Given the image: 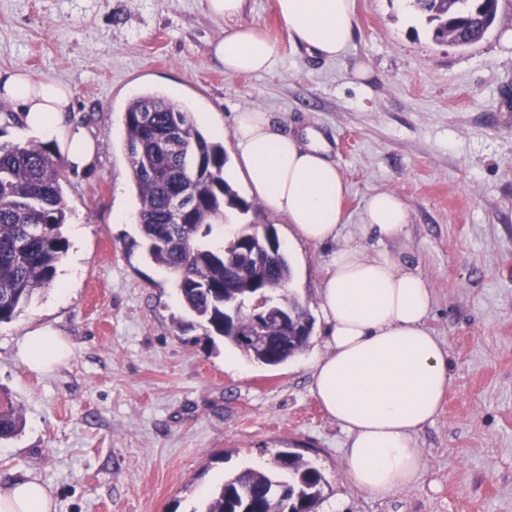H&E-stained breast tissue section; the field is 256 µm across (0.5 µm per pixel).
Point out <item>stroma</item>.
<instances>
[{
	"instance_id": "obj_1",
	"label": "stroma",
	"mask_w": 512,
	"mask_h": 512,
	"mask_svg": "<svg viewBox=\"0 0 512 512\" xmlns=\"http://www.w3.org/2000/svg\"><path fill=\"white\" fill-rule=\"evenodd\" d=\"M358 28L341 58L296 47L275 0H246L241 22L264 29L276 63L229 75L210 45L230 25L204 0H0V72L67 84L75 121L50 139L66 159L75 135L89 166L68 163L63 197L75 276L58 267L11 323L0 325V390L24 429L0 443V483L35 479L55 512H200L205 493L277 452L301 453L325 478L318 512H512V0L485 38L433 41L413 0H355ZM157 91L231 127L269 113L283 130L317 129L349 186L348 223L390 191L410 212L395 241L434 295L427 320L452 377L418 437L423 478L367 497L342 465L345 434L311 395L309 358L325 350L317 289L331 247L291 258L294 294L315 322L287 363L249 362L187 313L173 275L152 262L125 155L124 111ZM81 234H74V227ZM50 329L69 358L37 373L17 355Z\"/></svg>"
}]
</instances>
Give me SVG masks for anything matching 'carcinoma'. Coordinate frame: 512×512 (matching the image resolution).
<instances>
[{
  "mask_svg": "<svg viewBox=\"0 0 512 512\" xmlns=\"http://www.w3.org/2000/svg\"><path fill=\"white\" fill-rule=\"evenodd\" d=\"M431 25L437 43L448 30L472 46L493 25L498 3L486 0H413ZM125 152L136 190L137 218L150 258L176 276L184 307L224 337L250 361L269 367L284 364L302 351L296 327L309 320L300 302L286 289L291 265L285 252L268 255L267 238L244 229L220 248L203 242L224 208L246 215L257 206L238 196L224 179V146L207 138L197 120L158 92L130 100L125 109ZM63 162L37 140L0 142V324L12 322L35 293L52 284L57 265L69 248L63 233L66 207L61 178ZM194 189L183 202L181 221L171 218L173 199ZM251 245L250 257L238 244ZM261 288L270 306L295 313L296 319H272L265 340L251 339L253 314L249 294ZM239 303L236 322L224 326V300ZM24 426L22 406L0 392V441L16 437ZM324 477L294 452H280L268 468H245L209 495L203 512H316Z\"/></svg>",
  "mask_w": 512,
  "mask_h": 512,
  "instance_id": "carcinoma-1",
  "label": "carcinoma"
}]
</instances>
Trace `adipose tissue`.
I'll return each mask as SVG.
<instances>
[{"mask_svg":"<svg viewBox=\"0 0 512 512\" xmlns=\"http://www.w3.org/2000/svg\"><path fill=\"white\" fill-rule=\"evenodd\" d=\"M243 7L244 0H205L211 16L233 23L211 48L228 74L264 72L274 63L269 34L239 23ZM276 7L292 42L320 58L342 55L357 30L355 0H276ZM0 100L44 137L56 134L74 110L68 85L22 70L0 73ZM212 132L219 138L231 133L233 173L286 218V246H336L317 290L326 351L309 363L310 393L347 434L342 459L354 486L372 498H390L421 478L417 437L433 423L452 383L448 352L426 326L433 306L427 280L402 253L366 245L373 237L399 240L409 209L395 193H375L354 235L343 237L349 188L318 135L283 132L256 110L236 113L231 130L216 126ZM18 354L41 371L66 361L70 349L61 337L39 330L24 336ZM53 509L52 496L37 481L0 484V512Z\"/></svg>","mask_w":512,"mask_h":512,"instance_id":"adipose-tissue-1","label":"adipose tissue"}]
</instances>
